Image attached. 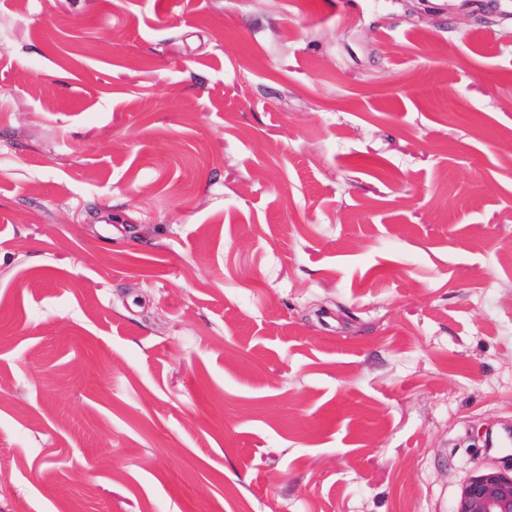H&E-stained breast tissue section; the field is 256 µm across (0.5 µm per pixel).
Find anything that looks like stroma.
<instances>
[{
    "instance_id": "stroma-1",
    "label": "stroma",
    "mask_w": 512,
    "mask_h": 512,
    "mask_svg": "<svg viewBox=\"0 0 512 512\" xmlns=\"http://www.w3.org/2000/svg\"><path fill=\"white\" fill-rule=\"evenodd\" d=\"M510 144L512 0H0V512H451Z\"/></svg>"
}]
</instances>
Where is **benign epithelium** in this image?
<instances>
[{
    "instance_id": "benign-epithelium-1",
    "label": "benign epithelium",
    "mask_w": 512,
    "mask_h": 512,
    "mask_svg": "<svg viewBox=\"0 0 512 512\" xmlns=\"http://www.w3.org/2000/svg\"><path fill=\"white\" fill-rule=\"evenodd\" d=\"M452 512H512V460L506 458L464 479Z\"/></svg>"
}]
</instances>
